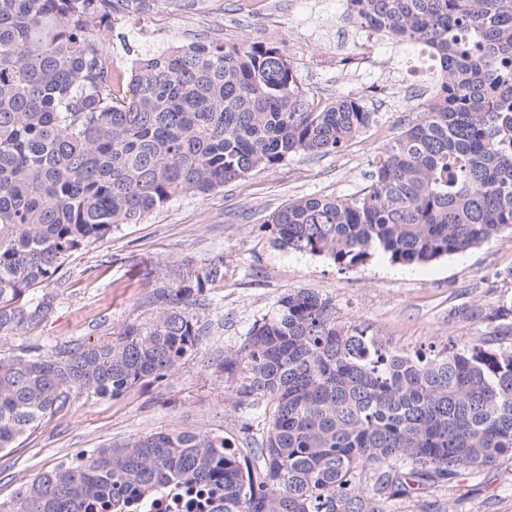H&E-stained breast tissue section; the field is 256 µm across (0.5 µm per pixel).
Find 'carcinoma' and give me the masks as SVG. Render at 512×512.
Instances as JSON below:
<instances>
[{
    "instance_id": "cac0c4a2",
    "label": "carcinoma",
    "mask_w": 512,
    "mask_h": 512,
    "mask_svg": "<svg viewBox=\"0 0 512 512\" xmlns=\"http://www.w3.org/2000/svg\"><path fill=\"white\" fill-rule=\"evenodd\" d=\"M157 0H0V335L53 312L71 253L186 195L258 168L338 152L375 121L359 97L317 108L276 45L197 42L117 69L105 43ZM360 25L429 49L440 79L419 120L349 198L307 196L265 221L283 248L352 270L464 253L512 230V0H347ZM131 87V95L125 94ZM224 278L206 266L161 288L173 306L112 340L0 357V451L91 393L164 377L199 344L180 304ZM489 340L403 354L336 323L310 288L283 296L233 361L241 397L271 405L261 444L171 430L78 452L0 512H136L194 483L210 512H390L393 500L512 457V348Z\"/></svg>"
}]
</instances>
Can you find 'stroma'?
<instances>
[{
    "label": "stroma",
    "instance_id": "stroma-1",
    "mask_svg": "<svg viewBox=\"0 0 512 512\" xmlns=\"http://www.w3.org/2000/svg\"><path fill=\"white\" fill-rule=\"evenodd\" d=\"M367 36L347 0H263L255 12L244 0H158L152 11L118 21L111 44L118 64L198 41L278 45L310 102L357 96L376 119L341 152L303 155L209 194L179 198L67 260L48 288L53 313L0 338V355L106 342L169 307L158 289L168 275L220 262L224 277L208 286L204 300L186 304L203 328L192 355L163 379L120 397L79 395L0 452V498L79 451L137 435L190 428L222 434L240 448L261 442L265 413L241 403L246 370L234 356L254 322L298 289L330 298L342 327L364 329L407 353L474 343L491 334L498 309L512 308L510 232L428 264L377 257L342 271L325 258L275 246L265 229L268 215L294 199L359 194L383 148L420 118L431 92L406 73L421 58L420 47L381 39L393 66L373 73ZM391 512H512V458L396 499Z\"/></svg>",
    "mask_w": 512,
    "mask_h": 512
}]
</instances>
